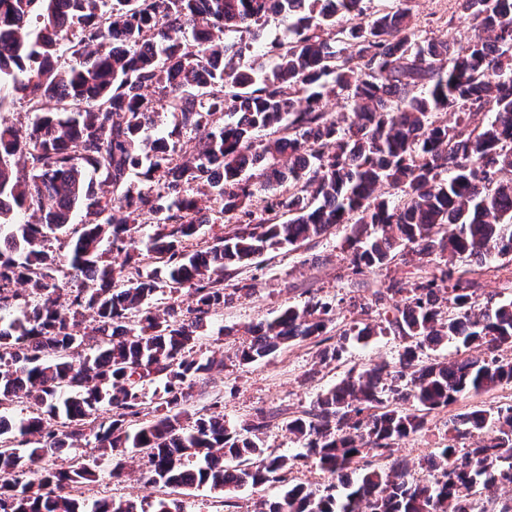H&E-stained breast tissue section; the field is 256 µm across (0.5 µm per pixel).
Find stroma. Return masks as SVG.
Masks as SVG:
<instances>
[{
    "label": "stroma",
    "instance_id": "stroma-1",
    "mask_svg": "<svg viewBox=\"0 0 512 512\" xmlns=\"http://www.w3.org/2000/svg\"><path fill=\"white\" fill-rule=\"evenodd\" d=\"M425 39L463 44L472 36L469 21L457 9L455 0H407ZM346 228L310 239L296 248H286L262 257L251 268V295L234 297L224 308L213 312L199 346L204 356L223 358V368L213 370L194 388L195 406L209 403L214 391L224 396V418L237 425L257 411L289 413L309 407L319 393L345 377L350 370L381 361L396 360L400 345L390 336H375L368 342L348 339L340 360L321 362L316 347L307 341L291 343L268 358L249 365H239L232 357V342L225 328L244 329L276 315L288 305H300L317 297L332 302L335 309L334 330L350 328L362 318L359 307L370 302L372 294L386 282L410 286L425 268L395 263L365 273L359 284L348 276L349 256L343 249ZM493 404L492 395L461 396L447 409L432 413L426 428L408 438L400 456L410 465L443 447L448 438L451 417L476 405Z\"/></svg>",
    "mask_w": 512,
    "mask_h": 512
}]
</instances>
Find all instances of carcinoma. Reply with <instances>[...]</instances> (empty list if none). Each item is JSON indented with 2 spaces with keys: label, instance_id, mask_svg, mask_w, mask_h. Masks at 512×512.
Masks as SVG:
<instances>
[{
  "label": "carcinoma",
  "instance_id": "obj_1",
  "mask_svg": "<svg viewBox=\"0 0 512 512\" xmlns=\"http://www.w3.org/2000/svg\"><path fill=\"white\" fill-rule=\"evenodd\" d=\"M363 3L277 0L290 37L267 47L269 71L243 63L267 0H0V109L29 110L20 127L0 121V408L24 405L0 420V512H186L183 490H219L232 507L269 483L281 495L253 512H512V405L450 419L421 478L395 457L430 413L512 383L500 354L512 349V298L478 302L475 279L488 259L512 257V0H457L475 31L457 48L422 39L407 9L368 15ZM330 96L347 112L329 113ZM46 99L63 108L44 111ZM159 102L172 128L150 138ZM202 130L179 154L176 139ZM264 131L274 138L258 146ZM381 185L389 198L374 197ZM207 203L232 227L191 250ZM140 224L152 227L143 252L132 248ZM342 224L354 281L397 258L461 261L470 276L441 269L373 293L361 311L378 318L350 332L393 336L403 351L283 422L302 453L266 452L263 411L239 427L219 398L189 412L197 382L224 367L195 350L229 301L224 281ZM159 266L173 304L153 309ZM184 290L193 301L180 310ZM333 316L319 298L290 305L247 327L235 358L313 339L321 361L336 360ZM448 342L460 357L423 358ZM83 445L98 452L91 465H40ZM133 452L149 460L144 487L164 495L83 497L101 465L118 477ZM369 455L390 465L361 464ZM302 458L331 481H288ZM34 466L37 482L23 481Z\"/></svg>",
  "mask_w": 512,
  "mask_h": 512
}]
</instances>
